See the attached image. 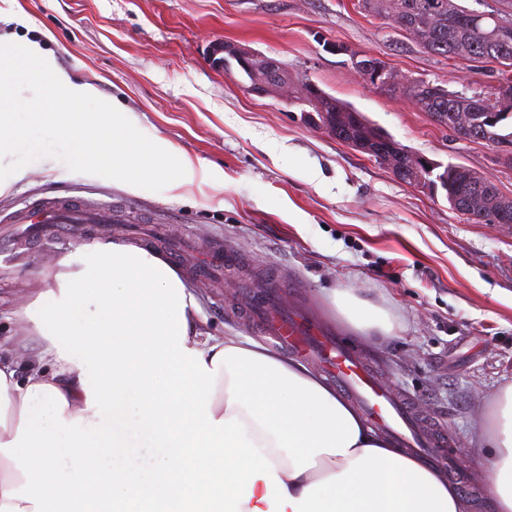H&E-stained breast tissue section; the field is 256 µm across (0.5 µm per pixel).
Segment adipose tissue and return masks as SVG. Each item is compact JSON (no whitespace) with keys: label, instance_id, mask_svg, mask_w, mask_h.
<instances>
[{"label":"adipose tissue","instance_id":"ef3b65f1","mask_svg":"<svg viewBox=\"0 0 512 512\" xmlns=\"http://www.w3.org/2000/svg\"><path fill=\"white\" fill-rule=\"evenodd\" d=\"M22 316L44 344L0 363V512H468L302 363L213 340L162 255L91 239ZM363 336L389 312L333 292ZM481 443L494 512H512V385Z\"/></svg>","mask_w":512,"mask_h":512}]
</instances>
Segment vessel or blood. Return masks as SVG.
<instances>
[{
  "label": "vessel or blood",
  "mask_w": 512,
  "mask_h": 512,
  "mask_svg": "<svg viewBox=\"0 0 512 512\" xmlns=\"http://www.w3.org/2000/svg\"><path fill=\"white\" fill-rule=\"evenodd\" d=\"M112 219L108 208L93 207L66 197L40 198L10 218L13 224H104ZM266 340L284 351H292L316 360L341 391L364 403L387 432L396 436L401 447L414 448L429 462L452 473L453 467L443 449L448 443L446 432L423 429L422 420L405 399L377 387L367 364L347 347L334 330L310 328L295 316H284L275 307L259 308Z\"/></svg>",
  "instance_id": "obj_1"
}]
</instances>
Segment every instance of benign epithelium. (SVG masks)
Returning a JSON list of instances; mask_svg holds the SVG:
<instances>
[{
	"mask_svg": "<svg viewBox=\"0 0 512 512\" xmlns=\"http://www.w3.org/2000/svg\"><path fill=\"white\" fill-rule=\"evenodd\" d=\"M210 61L213 67L226 73L237 70L242 77L241 87L248 93L266 95L290 84L297 86L300 92L299 101L308 107L305 117L315 129L367 155L390 171L405 173L410 185L422 189L429 188V183L423 175V171L430 166L427 159L400 146L392 147L387 151H374L373 143L378 136L370 130L358 127V117L355 113L325 111L321 99L323 90L310 81L291 79L276 60L262 56L246 46L217 42L211 47ZM351 63L366 83L372 87H389L408 96L416 85V79L411 77L401 82L395 81L387 65L376 57L354 53ZM465 201L472 208L492 210L497 213H507L512 210V197L471 193L466 196Z\"/></svg>",
	"mask_w": 512,
	"mask_h": 512,
	"instance_id": "benign-epithelium-1",
	"label": "benign epithelium"
}]
</instances>
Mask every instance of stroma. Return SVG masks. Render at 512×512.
Wrapping results in <instances>:
<instances>
[{"label": "stroma", "mask_w": 512, "mask_h": 512, "mask_svg": "<svg viewBox=\"0 0 512 512\" xmlns=\"http://www.w3.org/2000/svg\"><path fill=\"white\" fill-rule=\"evenodd\" d=\"M0 41L36 42L71 79L117 101L184 177L158 192L71 171L42 157L0 182V359L25 370L42 347L20 317L44 275L93 238L151 245L197 298L212 336L259 340L246 309L277 286L283 305L337 328L374 363L381 385L446 428V448L475 512H491L477 439L497 390L512 384V231L473 224L443 194L411 187L306 121L291 89L246 93L214 68L229 41L350 103L402 145L472 168L512 196V168L482 143L456 139L409 99L369 86L350 52L396 78L454 90L488 85L471 62L424 53L412 34L358 0H0ZM346 46L333 54L328 44ZM43 196L111 206L108 224H61L39 238L7 223ZM349 290L392 315L366 338L329 301Z\"/></svg>", "instance_id": "obj_1"}]
</instances>
